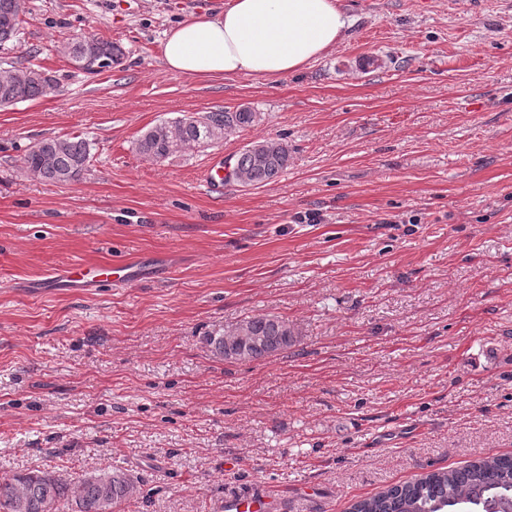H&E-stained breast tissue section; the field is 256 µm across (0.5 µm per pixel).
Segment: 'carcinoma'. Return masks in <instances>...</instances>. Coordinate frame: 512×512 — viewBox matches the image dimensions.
I'll use <instances>...</instances> for the list:
<instances>
[{
  "mask_svg": "<svg viewBox=\"0 0 512 512\" xmlns=\"http://www.w3.org/2000/svg\"><path fill=\"white\" fill-rule=\"evenodd\" d=\"M24 0H0V43L15 38ZM61 53L77 69L97 74L123 62L125 50L112 41L80 36L61 45ZM56 76L33 66L0 68V106L47 97L58 92ZM224 122L207 126L196 116L163 120L136 139V151L156 162L203 145L216 144L224 134L252 126L257 113L248 108L223 113ZM288 146L263 139L238 154L234 181L244 186L266 185L288 167ZM90 163L89 145L74 136L47 138L23 159L27 177L68 184L80 179ZM298 342L287 320L275 315L248 317L209 336L214 355L228 361H254L275 356ZM137 491V479L125 469L91 473L73 479L54 469L0 477V512H58V504L74 512H118ZM349 512H512V456H492L462 467L440 469L355 501Z\"/></svg>",
  "mask_w": 512,
  "mask_h": 512,
  "instance_id": "obj_1",
  "label": "carcinoma"
}]
</instances>
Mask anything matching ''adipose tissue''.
<instances>
[{"mask_svg":"<svg viewBox=\"0 0 512 512\" xmlns=\"http://www.w3.org/2000/svg\"><path fill=\"white\" fill-rule=\"evenodd\" d=\"M351 24L337 0H230L167 32L168 71L191 78L275 79L303 71L343 42Z\"/></svg>","mask_w":512,"mask_h":512,"instance_id":"1","label":"adipose tissue"}]
</instances>
